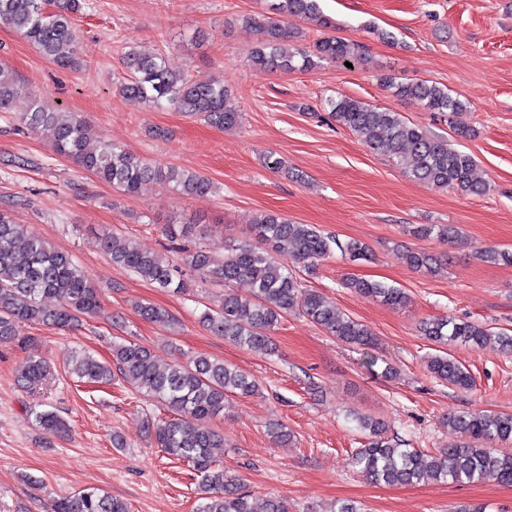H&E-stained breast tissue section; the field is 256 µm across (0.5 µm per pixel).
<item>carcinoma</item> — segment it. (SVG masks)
Segmentation results:
<instances>
[{"instance_id":"1","label":"carcinoma","mask_w":512,"mask_h":512,"mask_svg":"<svg viewBox=\"0 0 512 512\" xmlns=\"http://www.w3.org/2000/svg\"><path fill=\"white\" fill-rule=\"evenodd\" d=\"M84 0H0V23L10 26L39 53L63 69H77L75 17L83 12ZM275 17L243 22L260 35L251 52L252 65L260 70L311 71L324 61H353L359 45L334 36L317 41L306 50L297 44L288 19L315 18L323 28L330 19L319 14L317 0H274ZM127 78L118 86L120 94L138 99L151 109L172 108L189 116H200L217 129L237 125L239 113L229 106L224 82L193 78L171 71L160 54L135 50L123 56ZM397 98H414L432 112L453 117L466 109L448 89L427 80L397 81L381 78ZM23 93L15 75L0 66V112L10 111ZM27 111L18 120L27 129L44 135L54 151L76 167L92 173L100 181L133 196L142 185L162 181L183 196H203L214 191L213 182L198 172L176 166H157L107 140L90 145L91 126L76 113L55 112L43 99L27 93ZM328 112L339 124L361 138L371 150L383 149L397 165L415 180L439 189L478 194L484 188L471 179L474 160L448 140L413 126L389 108H377L360 100L341 96L327 100ZM254 242L226 244L220 254L207 247L183 252L177 261H164L157 255L131 246L116 234L98 236L100 249L112 264L140 277L165 292L181 295L194 279L203 284L231 286L244 283L248 292L224 295L217 310L201 313L200 322L224 340L255 352H274L272 333L281 319L299 313L322 327L340 342L369 349L377 342L372 329L329 304L324 297L301 286L290 265L301 264L309 272L331 253L333 240L309 224H298L276 213H262L251 225ZM422 238H456L458 231L447 224H422L415 228ZM407 265L423 274H434L438 256L430 251L408 249ZM486 262L512 264V251L488 247L480 252ZM345 286L397 308L408 297L400 288L378 281L349 278ZM101 289L73 259L49 242L28 235L25 225L0 209V344L28 342L21 335L25 324L51 325L70 330L85 318L101 311ZM52 298L55 304L43 305ZM142 319L172 326L175 319L165 310L147 302L135 304ZM421 334L435 344H460L472 348L486 346L490 332L470 321L428 320L420 324ZM113 364L101 362L85 351L69 355V372L84 383L112 381V369L139 392L160 400L175 413L170 420L147 424L155 447L188 462L200 477L197 512H254L250 495L241 490L240 480L224 474V434L212 421L224 413L226 401L235 396L258 392L255 379L222 360L199 356L189 363L177 362L163 368L145 345L112 340ZM430 374L460 389L472 387L466 368L445 352L428 360ZM48 374L46 365L27 358L18 371V381L36 387ZM29 413L47 436H60L68 430L66 420L54 411L33 406ZM360 427L368 432L364 447L352 454V467L374 482L393 485L474 481L494 475L512 484V454L486 446L488 442H512V415L472 410L448 415V426L458 430L465 442L423 456L401 448L388 437L387 424L369 416H359ZM54 512H129L127 504L103 489L81 490L54 502Z\"/></svg>"}]
</instances>
